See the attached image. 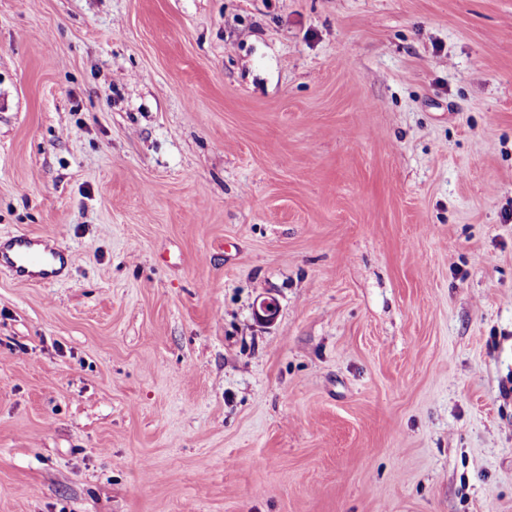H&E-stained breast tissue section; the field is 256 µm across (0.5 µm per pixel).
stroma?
<instances>
[{
	"mask_svg": "<svg viewBox=\"0 0 512 512\" xmlns=\"http://www.w3.org/2000/svg\"><path fill=\"white\" fill-rule=\"evenodd\" d=\"M19 236L0 512H512V0H0ZM9 248L11 255L0 254L2 266L18 277H35L42 283L53 281L57 273L54 265L59 258L56 253L37 250L26 237L16 238Z\"/></svg>",
	"mask_w": 512,
	"mask_h": 512,
	"instance_id": "1",
	"label": "stroma"
}]
</instances>
